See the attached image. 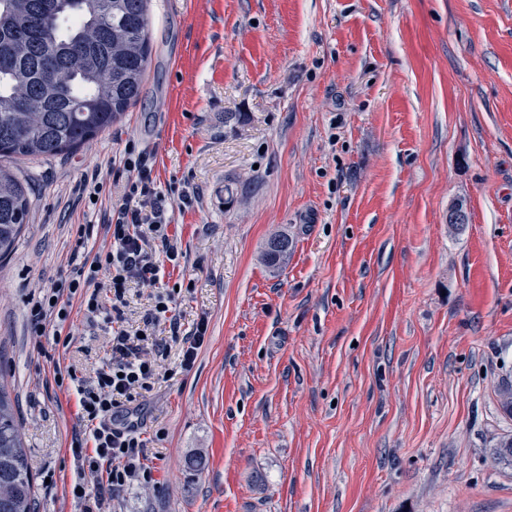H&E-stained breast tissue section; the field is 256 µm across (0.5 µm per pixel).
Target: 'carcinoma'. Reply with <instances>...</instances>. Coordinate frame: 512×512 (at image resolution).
Wrapping results in <instances>:
<instances>
[{
	"mask_svg": "<svg viewBox=\"0 0 512 512\" xmlns=\"http://www.w3.org/2000/svg\"><path fill=\"white\" fill-rule=\"evenodd\" d=\"M149 0H0V158L67 154L112 126L140 95L150 57ZM23 181L0 169V259L27 224ZM292 239L265 245L272 268ZM512 418V384L496 393ZM496 459L512 464V434ZM34 481L16 405L0 381V512H34Z\"/></svg>",
	"mask_w": 512,
	"mask_h": 512,
	"instance_id": "obj_1",
	"label": "carcinoma"
}]
</instances>
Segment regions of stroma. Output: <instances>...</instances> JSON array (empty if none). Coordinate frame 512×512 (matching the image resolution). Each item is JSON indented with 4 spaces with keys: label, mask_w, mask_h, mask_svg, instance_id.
I'll return each mask as SVG.
<instances>
[{
    "label": "stroma",
    "mask_w": 512,
    "mask_h": 512,
    "mask_svg": "<svg viewBox=\"0 0 512 512\" xmlns=\"http://www.w3.org/2000/svg\"><path fill=\"white\" fill-rule=\"evenodd\" d=\"M139 100L53 159L0 166L33 187L0 262V373L16 398L36 512H81L74 388L109 337L31 334L30 297L103 244L73 189L126 144L149 157L185 254L161 287L171 349L138 410L153 479L116 512H512V0H150ZM191 188L200 201L181 207ZM463 205L468 222L452 230ZM288 234L279 270L260 260ZM203 460L190 469L188 458Z\"/></svg>",
    "instance_id": "1"
}]
</instances>
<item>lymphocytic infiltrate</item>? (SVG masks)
<instances>
[{"instance_id":"f902f5d3","label":"lymphocytic infiltrate","mask_w":512,"mask_h":512,"mask_svg":"<svg viewBox=\"0 0 512 512\" xmlns=\"http://www.w3.org/2000/svg\"><path fill=\"white\" fill-rule=\"evenodd\" d=\"M122 165L126 179L121 201L100 218L104 246L73 253L65 274L32 297L27 311L31 333L52 336L57 343L76 308L89 321H100L110 336L109 359L95 370L91 383H84L74 368L53 369L56 386L71 382L78 396L84 430L72 438L80 467L71 495L82 503V512H94L105 496H119L152 479L138 421L119 424L115 418L142 408L154 387L159 360L167 352L154 334L156 325L168 323L185 371L192 368L208 330L202 319L190 333H182L180 319L172 313L173 293L158 288L165 266L179 267L183 253L169 233L170 218L146 155L126 144ZM135 286L154 292L139 329L129 326L126 318Z\"/></svg>"}]
</instances>
